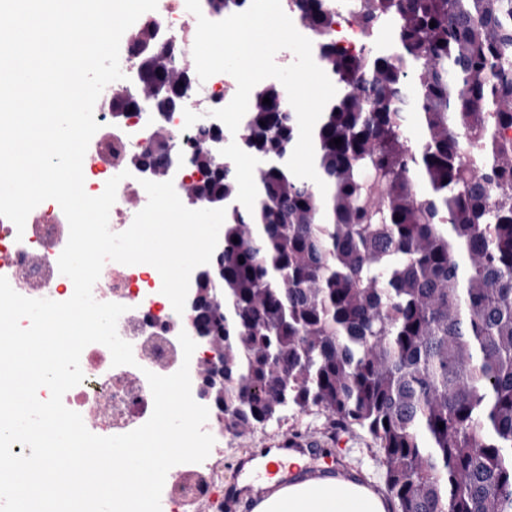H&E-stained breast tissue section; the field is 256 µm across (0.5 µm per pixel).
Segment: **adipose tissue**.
Segmentation results:
<instances>
[{
	"instance_id": "obj_1",
	"label": "adipose tissue",
	"mask_w": 512,
	"mask_h": 512,
	"mask_svg": "<svg viewBox=\"0 0 512 512\" xmlns=\"http://www.w3.org/2000/svg\"><path fill=\"white\" fill-rule=\"evenodd\" d=\"M253 512H386V504L366 486L321 475L289 479L258 501Z\"/></svg>"
}]
</instances>
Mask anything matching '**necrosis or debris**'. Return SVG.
Here are the masks:
<instances>
[{"mask_svg":"<svg viewBox=\"0 0 512 512\" xmlns=\"http://www.w3.org/2000/svg\"><path fill=\"white\" fill-rule=\"evenodd\" d=\"M157 22L183 47L191 46L190 36L197 29V18L186 11L184 0H166ZM194 100H186L176 112H153L142 105L127 117L114 121L110 118L112 93L106 88L97 100L94 117L112 140L113 157L124 162L131 156L144 154L154 126L166 124L178 144L171 171L183 179L193 170V139L199 125L210 129L223 156L242 151L244 142L242 136L232 135L216 118L199 122ZM68 237L69 225L57 204L33 210L21 232L11 220L0 216V276L6 277L17 293L30 298L68 300L74 292L73 283H59L54 275V266ZM161 287L162 278L157 270L138 271L116 262L112 265L111 276L97 280L92 289L96 301L125 305L117 332L131 344L136 363L113 366L106 346L88 345L80 357L84 379L69 396L67 407L87 416L99 403H106L105 425L115 435L140 427L152 414L153 397L146 372L166 376L175 373L182 364L178 336L186 318L175 312ZM205 429L215 439L209 458L200 463L175 465L174 484L181 498L176 501L171 494L162 495L161 512H178L180 506L200 504L208 505L209 512H223L224 477L214 460L224 454V432L211 419L207 420Z\"/></svg>","mask_w":512,"mask_h":512,"instance_id":"1","label":"necrosis or debris"}]
</instances>
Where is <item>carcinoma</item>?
Masks as SVG:
<instances>
[{"instance_id": "1", "label": "carcinoma", "mask_w": 512, "mask_h": 512, "mask_svg": "<svg viewBox=\"0 0 512 512\" xmlns=\"http://www.w3.org/2000/svg\"><path fill=\"white\" fill-rule=\"evenodd\" d=\"M329 2L297 0L343 90L313 130L326 195L286 166L298 120L274 84L244 116L264 161L247 205L231 165L193 157L224 200V426L316 407L372 436L395 512H512V0H343L392 31L356 54L328 39ZM131 38L142 87L182 96L149 20Z\"/></svg>"}]
</instances>
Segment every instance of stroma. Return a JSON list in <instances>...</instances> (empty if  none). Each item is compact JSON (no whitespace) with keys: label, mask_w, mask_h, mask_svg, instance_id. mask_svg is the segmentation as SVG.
I'll return each instance as SVG.
<instances>
[{"label":"stroma","mask_w":512,"mask_h":512,"mask_svg":"<svg viewBox=\"0 0 512 512\" xmlns=\"http://www.w3.org/2000/svg\"><path fill=\"white\" fill-rule=\"evenodd\" d=\"M287 437L311 439L315 447L303 457V473L320 470L324 454H331L335 465L330 473L345 479H356L378 494H385V471L375 456L376 444L359 427L349 429L334 425L318 409L296 416H286L281 422L237 436L224 434V485L236 488L244 480L239 472L240 458L259 448H273Z\"/></svg>","instance_id":"obj_1"}]
</instances>
